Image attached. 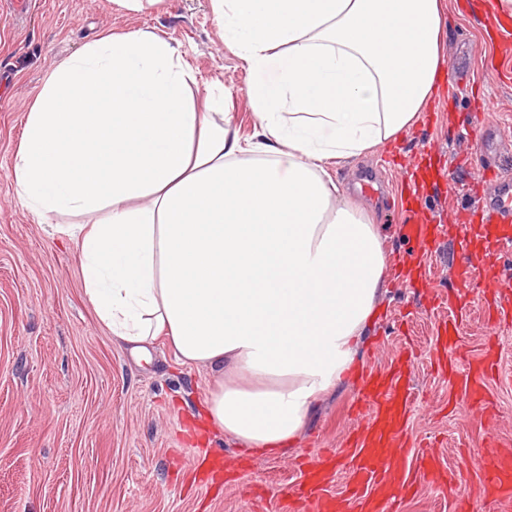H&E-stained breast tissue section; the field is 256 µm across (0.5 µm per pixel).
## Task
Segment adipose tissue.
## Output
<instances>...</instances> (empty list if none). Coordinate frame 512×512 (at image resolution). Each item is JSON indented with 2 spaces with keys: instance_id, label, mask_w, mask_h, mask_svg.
<instances>
[{
  "instance_id": "adipose-tissue-1",
  "label": "adipose tissue",
  "mask_w": 512,
  "mask_h": 512,
  "mask_svg": "<svg viewBox=\"0 0 512 512\" xmlns=\"http://www.w3.org/2000/svg\"><path fill=\"white\" fill-rule=\"evenodd\" d=\"M252 76L255 133L147 30L99 37L47 78L14 177L59 224L116 338L218 378L217 432L286 450L342 383L380 308L382 236L329 168L419 124L445 73L447 0H214Z\"/></svg>"
}]
</instances>
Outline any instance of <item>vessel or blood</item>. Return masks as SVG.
Masks as SVG:
<instances>
[{
	"label": "vessel or blood",
	"instance_id": "b4317fda",
	"mask_svg": "<svg viewBox=\"0 0 512 512\" xmlns=\"http://www.w3.org/2000/svg\"><path fill=\"white\" fill-rule=\"evenodd\" d=\"M490 28L500 47V70L512 72V19L492 16ZM480 222L486 230L487 250L512 252V178H498L489 199L481 205L460 212V221L454 225L424 223L418 211H410L406 223L398 228L400 236L411 243L409 256L421 262L431 245L456 234L462 253H469L471 239L465 229L472 222ZM458 283L463 299L474 297L492 301L500 318L512 316V297L503 293L504 283L495 274L482 271L469 261H462ZM495 356L486 352L475 373L466 374L462 389L467 397H475L485 389L493 372ZM404 373L396 371L391 376L368 374L360 396V416L365 423L351 433L341 454L351 463V483L348 492L340 497L329 495L325 475H317L309 486L300 490L302 504H313L316 512H393V505L400 497L411 492L416 481L437 482L440 490L453 502L456 512H482L484 501L457 485L436 479L425 462H418L415 470L404 465L407 446L403 423L404 410L409 400L403 386ZM483 456L487 462L481 468L477 483L495 489L499 502L512 500V455L502 452L497 442H488Z\"/></svg>",
	"mask_w": 512,
	"mask_h": 512
}]
</instances>
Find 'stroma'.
I'll use <instances>...</instances> for the list:
<instances>
[{"instance_id": "1", "label": "stroma", "mask_w": 512, "mask_h": 512, "mask_svg": "<svg viewBox=\"0 0 512 512\" xmlns=\"http://www.w3.org/2000/svg\"><path fill=\"white\" fill-rule=\"evenodd\" d=\"M474 3L449 0L446 77L420 123L331 169L343 193L372 207L392 265L409 249L396 232L404 217L398 185L438 164L417 204L449 224L473 177L464 153H489L512 171V74L501 73L500 49ZM138 29L179 47L198 78L196 97L215 84L228 89L241 137L252 136L251 77L224 46L213 0H160L137 13L112 0H29L19 16L0 0V512H287L303 461L329 450L337 458L327 489L345 494L349 472L339 452L357 425L359 373L310 414L294 447L250 452L237 479L201 486L195 461L204 450L228 463L243 453L205 417L212 373L178 364L160 343L148 359L133 356L88 301L74 242L48 230L88 216L62 212L45 223L17 194L14 154L49 73L99 36ZM478 120L493 130L491 145L468 138ZM459 261L456 240L445 238L423 259L426 281L388 273L361 368L381 373L411 361L407 433L429 444L436 468L464 489L486 437L512 453V321L490 319L478 301L459 311ZM454 315L458 342L450 347L444 326ZM490 345L493 412L462 413L460 380Z\"/></svg>"}]
</instances>
